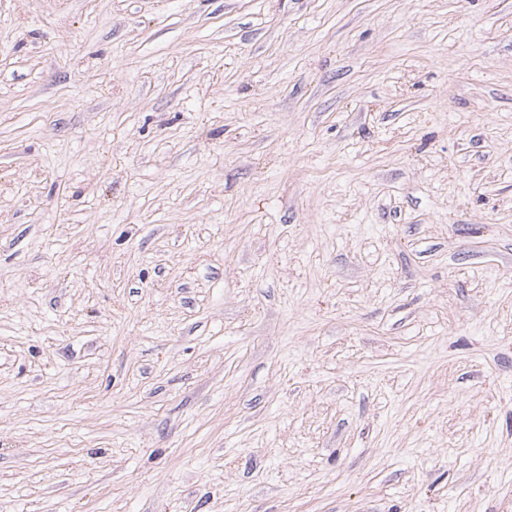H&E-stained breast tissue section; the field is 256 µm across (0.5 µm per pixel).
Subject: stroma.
<instances>
[{"instance_id":"obj_1","label":"stroma","mask_w":512,"mask_h":512,"mask_svg":"<svg viewBox=\"0 0 512 512\" xmlns=\"http://www.w3.org/2000/svg\"><path fill=\"white\" fill-rule=\"evenodd\" d=\"M0 512H512V0H0Z\"/></svg>"}]
</instances>
